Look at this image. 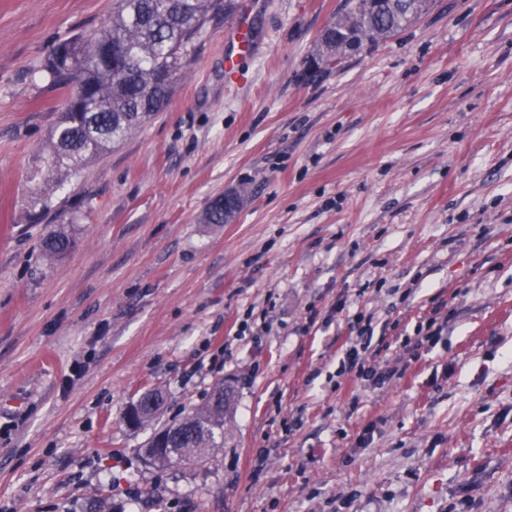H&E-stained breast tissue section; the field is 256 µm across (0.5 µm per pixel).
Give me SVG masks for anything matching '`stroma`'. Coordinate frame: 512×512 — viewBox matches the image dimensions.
<instances>
[{
  "label": "stroma",
  "mask_w": 512,
  "mask_h": 512,
  "mask_svg": "<svg viewBox=\"0 0 512 512\" xmlns=\"http://www.w3.org/2000/svg\"><path fill=\"white\" fill-rule=\"evenodd\" d=\"M254 2L241 81L219 23L60 182L34 174L64 98L40 67L113 0H0V512H512V0H436L318 70L344 0ZM360 315L381 385L340 367ZM220 383L223 447L147 467L128 406L161 389L164 424ZM239 191L235 189L227 190L224 192V197L215 202L216 205L224 208L218 209L214 206L210 207L205 215V222L208 224H224V214L228 216V218L233 214L234 208V197Z\"/></svg>",
  "instance_id": "1"
}]
</instances>
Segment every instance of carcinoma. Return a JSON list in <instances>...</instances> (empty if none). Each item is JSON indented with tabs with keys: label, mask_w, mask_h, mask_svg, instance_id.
Segmentation results:
<instances>
[{
	"label": "carcinoma",
	"mask_w": 512,
	"mask_h": 512,
	"mask_svg": "<svg viewBox=\"0 0 512 512\" xmlns=\"http://www.w3.org/2000/svg\"><path fill=\"white\" fill-rule=\"evenodd\" d=\"M434 0H345L321 32L314 58L345 57L367 43L393 37L428 12ZM235 0H114L102 30L82 32L53 48L43 63L64 90L63 110L43 157L48 171L75 174L93 157L124 140L171 99L211 23L229 18ZM72 248L64 234H50L42 250L61 258ZM224 399L191 408L166 424L164 447L178 464L201 460L224 447Z\"/></svg>",
	"instance_id": "carcinoma-1"
}]
</instances>
